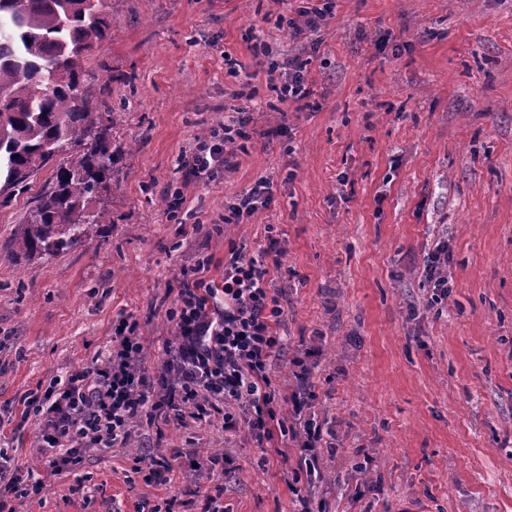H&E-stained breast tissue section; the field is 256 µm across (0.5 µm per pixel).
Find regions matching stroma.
<instances>
[{"label": "stroma", "instance_id": "obj_1", "mask_svg": "<svg viewBox=\"0 0 512 512\" xmlns=\"http://www.w3.org/2000/svg\"><path fill=\"white\" fill-rule=\"evenodd\" d=\"M106 3L85 63L113 159L97 236L47 260L19 253L48 167L0 206V446L14 464L36 454L24 397L107 353L122 316L159 367L181 269L203 254L219 276L230 243L257 250L272 235L286 343L272 384L289 392L292 359L313 348L311 415L335 437L313 497L328 512H512V0H330L298 36L277 20L299 0ZM261 41L305 60L313 110L280 101L251 51ZM236 110L253 116L237 168L185 182L180 154ZM262 178L271 204L225 223ZM442 237L451 292L430 307L424 262ZM223 424H145L128 447L39 468L42 490L15 512H136L173 495L178 512H203L197 484L224 512H305L288 488L296 441ZM175 448L226 468L146 485L139 459Z\"/></svg>", "mask_w": 512, "mask_h": 512}]
</instances>
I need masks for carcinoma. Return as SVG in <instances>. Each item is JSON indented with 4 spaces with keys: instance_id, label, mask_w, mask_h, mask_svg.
<instances>
[{
    "instance_id": "carcinoma-1",
    "label": "carcinoma",
    "mask_w": 512,
    "mask_h": 512,
    "mask_svg": "<svg viewBox=\"0 0 512 512\" xmlns=\"http://www.w3.org/2000/svg\"><path fill=\"white\" fill-rule=\"evenodd\" d=\"M105 0H0V183L23 187L61 154L52 190L16 236L51 257L93 238L112 177L108 127L85 97V58L106 36Z\"/></svg>"
}]
</instances>
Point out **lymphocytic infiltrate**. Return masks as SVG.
Segmentation results:
<instances>
[{
    "label": "lymphocytic infiltrate",
    "instance_id": "1",
    "mask_svg": "<svg viewBox=\"0 0 512 512\" xmlns=\"http://www.w3.org/2000/svg\"><path fill=\"white\" fill-rule=\"evenodd\" d=\"M248 116L236 112L207 140L182 153L178 167L186 180H208L215 170L236 168L234 146L248 139ZM276 240L250 253L230 244L221 279L208 277L210 260L183 267L177 296L166 318L173 331L156 373L143 364L144 345L136 323L119 320L108 356L71 367L42 395L30 396L24 418L36 425L39 461L59 472L80 456L127 447L140 422L178 428L224 415V429L240 423L257 441L271 440L277 417L270 369L282 349L278 333L284 310L271 295V268L278 263ZM295 385L288 430L301 449L298 467L319 470L322 428L305 412L314 385L310 369L294 360Z\"/></svg>",
    "mask_w": 512,
    "mask_h": 512
}]
</instances>
